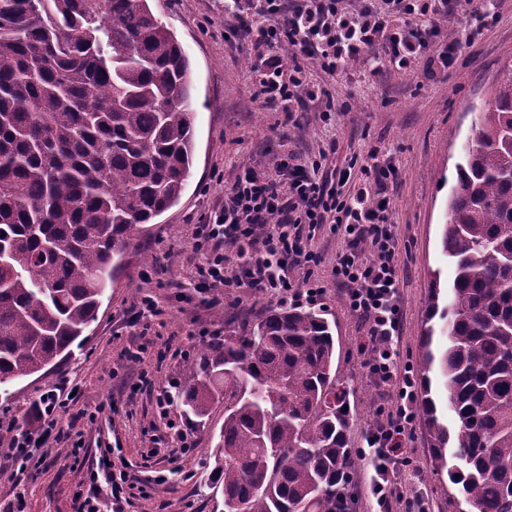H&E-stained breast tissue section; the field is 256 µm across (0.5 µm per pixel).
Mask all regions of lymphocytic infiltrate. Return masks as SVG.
<instances>
[{"label":"lymphocytic infiltrate","instance_id":"f902f5d3","mask_svg":"<svg viewBox=\"0 0 512 512\" xmlns=\"http://www.w3.org/2000/svg\"><path fill=\"white\" fill-rule=\"evenodd\" d=\"M224 13L242 20L252 44L257 98L287 112L318 98L302 59L330 75L360 59L376 72L392 66L412 74L421 54L447 67L457 51L441 25L443 13L430 9L428 0H297L293 8L286 0H224ZM328 156L321 151L306 165L280 161L274 177L249 169L239 175L223 205L196 229L204 260L195 286L244 288L281 303L315 300L322 289L312 276L322 258L309 243L325 226L341 233L343 247L332 272L349 311L365 325L368 377L396 399L393 409L377 411L362 436L363 488L379 512H426L422 495L407 498L395 487L415 420L414 380L397 361L404 312L390 192L398 168L375 150L366 163L353 157L341 168H324ZM72 399L64 381L33 403L36 426L14 434L4 455L14 475L45 463L48 447L63 438L59 418ZM125 481L113 463H99L87 474L89 491L78 512H100L104 493L112 498L113 512H120Z\"/></svg>","mask_w":512,"mask_h":512}]
</instances>
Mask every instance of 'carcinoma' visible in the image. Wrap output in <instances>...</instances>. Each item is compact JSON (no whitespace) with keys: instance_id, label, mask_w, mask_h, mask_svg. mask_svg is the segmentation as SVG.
Listing matches in <instances>:
<instances>
[{"instance_id":"1","label":"carcinoma","mask_w":512,"mask_h":512,"mask_svg":"<svg viewBox=\"0 0 512 512\" xmlns=\"http://www.w3.org/2000/svg\"><path fill=\"white\" fill-rule=\"evenodd\" d=\"M191 67L147 0H0V388L95 320L119 261L173 207L194 155ZM512 68L477 113L431 272L419 411L461 512H512ZM438 367L455 429L438 415ZM224 399L211 484L224 512H345L349 392L321 308L282 307L199 351L192 423ZM460 464L447 466L446 449Z\"/></svg>"}]
</instances>
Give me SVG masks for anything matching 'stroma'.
Here are the masks:
<instances>
[{"label": "stroma", "mask_w": 512, "mask_h": 512, "mask_svg": "<svg viewBox=\"0 0 512 512\" xmlns=\"http://www.w3.org/2000/svg\"><path fill=\"white\" fill-rule=\"evenodd\" d=\"M153 13L175 34L193 69L195 157L180 202L148 225L124 259L97 312L96 319L55 367H48L0 392V419L29 421L33 399L63 379L74 380L80 398L65 413L82 433L77 455L63 451L55 463L31 471L22 483L0 474V502L18 501V512H77L78 494L87 492L85 474L102 449L121 451L134 480L125 487L123 512H224L223 497L207 485L213 467L210 453L224 423L223 403H214L206 422H188L179 407L161 410L160 389L181 379L188 361L166 357L167 347L196 351L199 328L240 325L262 317L275 303L267 296L227 288L213 294L195 292L192 282L202 256L195 247L196 227L205 223L224 193L246 168L273 171L279 159L310 161L335 145L334 164L366 156L371 149L392 153L399 168L392 196L393 221L400 235L401 299L405 312L398 361L416 366L425 329L430 272L440 269L442 286L453 272L442 254L441 229L448 191L461 147L472 133L469 108L489 98L493 82L512 59V0H496V19L463 47L448 68L414 76L395 69L371 74L355 62L328 77L310 70L312 83L332 104L323 116L319 104L304 112L263 107L255 96L251 72L253 49L237 21L224 14V0H148ZM343 246L340 237L321 231L311 248L323 258L315 277L324 288L317 306L334 323L339 376L351 387L352 419L348 445L359 451L363 433L378 408L391 406L365 374L359 343L360 319L347 309L331 267ZM154 297L163 313L137 318L142 297ZM145 345L142 365L124 358L128 347ZM147 371L153 388L137 389L138 371ZM95 413L88 421L87 413ZM194 440L186 456L178 451L176 428ZM429 437L416 421L410 462L419 468L427 495V512H457L454 486L430 475ZM193 479H186V472ZM166 474L163 484L154 476Z\"/></svg>", "instance_id": "obj_1"}]
</instances>
